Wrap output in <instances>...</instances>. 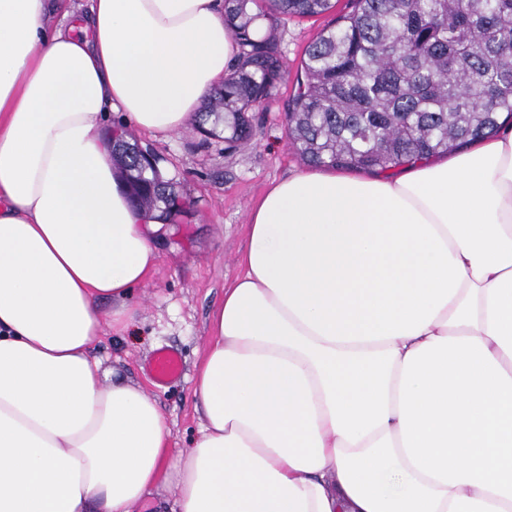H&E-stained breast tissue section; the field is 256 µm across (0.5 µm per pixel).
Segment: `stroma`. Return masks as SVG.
<instances>
[{"mask_svg": "<svg viewBox=\"0 0 512 512\" xmlns=\"http://www.w3.org/2000/svg\"><path fill=\"white\" fill-rule=\"evenodd\" d=\"M334 3L330 13L281 23L288 73L255 112L259 133L250 144L225 150L223 140L205 139L192 121L165 137L134 134L142 148L158 155L162 179L175 183L183 204L152 234L159 261L151 277L134 290L129 333L102 337L94 355L105 381L140 386L158 401L171 430L172 450L189 447L199 433L192 378L208 341L211 311L240 272L250 210L271 184L306 168L288 139L285 112L306 49L334 17L353 9V0ZM162 347L181 355L184 372L159 384L147 365Z\"/></svg>", "mask_w": 512, "mask_h": 512, "instance_id": "35a3bbf8", "label": "stroma"}]
</instances>
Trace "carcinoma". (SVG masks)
I'll return each mask as SVG.
<instances>
[{
	"instance_id": "1",
	"label": "carcinoma",
	"mask_w": 512,
	"mask_h": 512,
	"mask_svg": "<svg viewBox=\"0 0 512 512\" xmlns=\"http://www.w3.org/2000/svg\"><path fill=\"white\" fill-rule=\"evenodd\" d=\"M224 0L235 64L202 116L224 122V149L248 143L249 112L287 73L278 19L327 13L332 0ZM512 115V0H354L306 50L288 137L311 166L384 172L479 141ZM137 143L112 138L133 202L168 211L172 184Z\"/></svg>"
}]
</instances>
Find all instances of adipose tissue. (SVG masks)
Here are the masks:
<instances>
[{
    "label": "adipose tissue",
    "instance_id": "ef3b65f1",
    "mask_svg": "<svg viewBox=\"0 0 512 512\" xmlns=\"http://www.w3.org/2000/svg\"><path fill=\"white\" fill-rule=\"evenodd\" d=\"M51 11L0 0V512H129L167 483L172 512H512V125L266 191L175 455L91 355L159 258L105 122L179 130L237 44L223 0Z\"/></svg>",
    "mask_w": 512,
    "mask_h": 512
}]
</instances>
